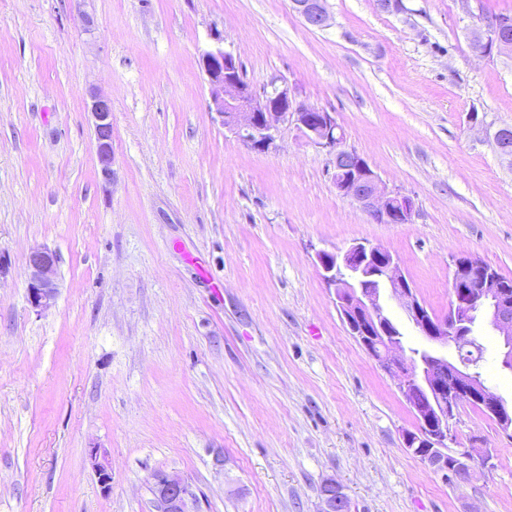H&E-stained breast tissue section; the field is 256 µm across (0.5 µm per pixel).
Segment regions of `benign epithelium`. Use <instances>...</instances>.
I'll return each instance as SVG.
<instances>
[{
  "mask_svg": "<svg viewBox=\"0 0 512 512\" xmlns=\"http://www.w3.org/2000/svg\"><path fill=\"white\" fill-rule=\"evenodd\" d=\"M291 2L308 26H328L327 0ZM212 40L213 46L202 53L200 63L209 79L212 110L225 129L248 146L265 150L274 144L280 128L290 124L332 158V181L338 194L355 200L377 220L390 224L411 221V198L386 191L368 161L345 146L335 113L296 100L286 87L270 93L256 91L243 76L239 59L224 50L222 38L215 34ZM472 46L483 56L512 51L508 27L482 24L472 37ZM89 109L94 119L99 173L108 182L112 180V102L92 92ZM316 259L324 281L334 288L336 307L350 333L396 378L419 423L417 432L405 436L407 450L426 456L431 467L451 481L471 471L477 461L491 469L485 449L449 447L453 438L448 409L458 398L468 397L508 434L512 432V405L497 393L473 385L470 368L459 359H448L445 348H476L473 323L482 318L502 337L505 357L512 356V289L477 256L455 257L448 313L437 315L419 299L398 260L382 247L356 241L333 253L320 251ZM25 274L31 307L37 311L48 308L58 293L57 253L46 246L32 248ZM386 297L396 301L426 341V361L418 364L406 355L401 338L390 328ZM89 456L99 482L110 488L112 473L105 454L92 447ZM321 488V512H336V505L345 500L342 485L327 479ZM152 495L154 512H190L188 504L197 498L191 484L163 472L153 477Z\"/></svg>",
  "mask_w": 512,
  "mask_h": 512,
  "instance_id": "obj_1",
  "label": "benign epithelium"
}]
</instances>
